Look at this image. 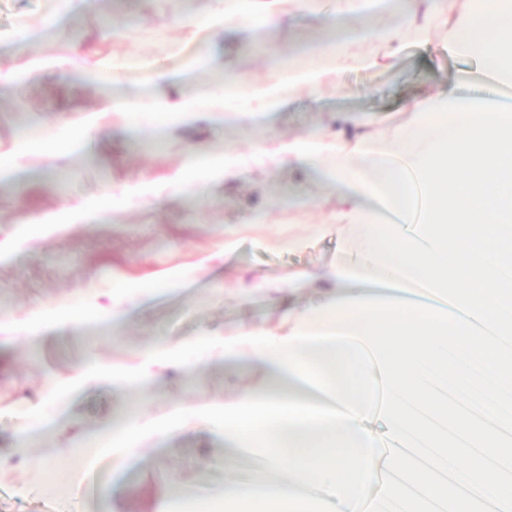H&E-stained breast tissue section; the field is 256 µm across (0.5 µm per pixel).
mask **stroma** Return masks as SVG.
<instances>
[{
	"mask_svg": "<svg viewBox=\"0 0 512 512\" xmlns=\"http://www.w3.org/2000/svg\"><path fill=\"white\" fill-rule=\"evenodd\" d=\"M225 0H75L57 16L55 0H0V68H44L0 84V155L17 177L0 181V512H153L158 494L191 487L207 499L244 484L258 457L225 450L223 436L193 429L141 445L135 459L102 452L91 475L67 470L86 433L108 420L141 421L173 402L234 399L262 390L265 375L246 359L205 360L187 371L158 367L147 389L65 384L88 362L134 366L160 340L229 337L249 325L283 334L286 315L335 293L329 271L354 262L350 227L336 221L343 195L326 170L285 161L256 163L255 145L294 139L350 142L391 135L416 118L413 104L451 87L473 60L448 51L450 26L471 0H446L430 12L426 38L407 32L388 49L364 31L397 24L386 8L352 16L348 65L326 71L314 86L290 93L274 115L237 99L224 112L203 111L190 123L150 111L157 73L172 100L200 102L223 94L225 76L264 84L303 47L335 40V0H277L278 21L210 24L205 8ZM104 80L81 81L87 67ZM136 101L137 110L106 111ZM95 113L93 149L53 150L59 130ZM244 163L220 184L177 187L190 154ZM161 188L148 203L134 191ZM103 207L97 223L37 232L34 221L71 205ZM237 241L225 253V240ZM190 268L186 288L165 293L163 272ZM138 291H128V284ZM113 312L104 326L72 323L32 337L39 310Z\"/></svg>",
	"mask_w": 512,
	"mask_h": 512,
	"instance_id": "35a3bbf8",
	"label": "stroma"
}]
</instances>
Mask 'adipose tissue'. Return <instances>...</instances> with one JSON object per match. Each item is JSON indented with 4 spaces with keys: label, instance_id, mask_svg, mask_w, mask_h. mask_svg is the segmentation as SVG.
<instances>
[{
    "label": "adipose tissue",
    "instance_id": "adipose-tissue-1",
    "mask_svg": "<svg viewBox=\"0 0 512 512\" xmlns=\"http://www.w3.org/2000/svg\"><path fill=\"white\" fill-rule=\"evenodd\" d=\"M448 44L512 86V0H476ZM416 110V124L386 142L291 140L273 152L260 147L256 153L312 168L319 167L323 154L335 156L337 182L358 200L352 222L362 231L365 264L389 277L429 283L438 301L454 297L455 309L351 289L348 269L335 267V297L298 311L288 336L270 339L246 325L224 340L225 357L241 344L251 345L253 361L267 374L263 391L231 401L179 404L168 416L144 424L103 427L85 436L84 454L92 458L108 447L129 454L143 439H162L190 426L220 429L225 445L264 457L246 487L222 493L224 505L241 512H324L327 497L336 512H350L351 501L370 488L379 462L366 427L378 380H386L394 394L446 414V406L421 387L420 374L427 364L447 367V351L456 347L479 362L473 384L490 377L501 387L496 399L484 402V412L491 416L497 407H512V352L470 330L476 321L499 325L501 313L512 309V284L499 275L512 266V108L477 88L467 96L444 91ZM397 153L420 173L428 201L415 234L395 222L413 205L403 170L390 162ZM242 163L233 152L194 161L181 181L220 182ZM377 194L384 201L380 209L368 203ZM348 336L371 343L379 356L376 366L352 352L344 342ZM213 345L209 336L174 337L150 349L148 359L180 366L188 353L203 357ZM316 485L323 497L311 494Z\"/></svg>",
    "mask_w": 512,
    "mask_h": 512
}]
</instances>
